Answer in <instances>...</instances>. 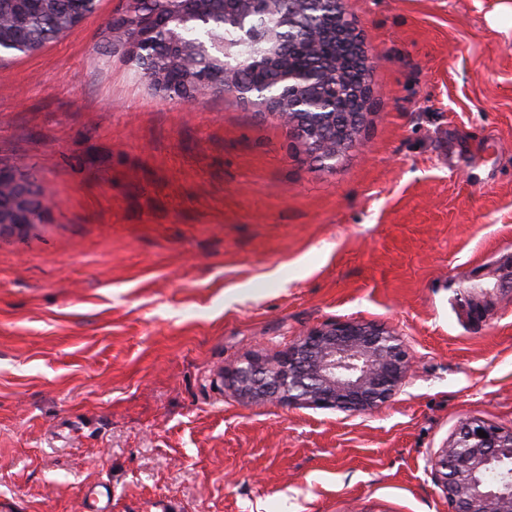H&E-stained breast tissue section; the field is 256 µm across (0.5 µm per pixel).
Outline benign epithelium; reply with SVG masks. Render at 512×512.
Listing matches in <instances>:
<instances>
[{
	"label": "benign epithelium",
	"mask_w": 512,
	"mask_h": 512,
	"mask_svg": "<svg viewBox=\"0 0 512 512\" xmlns=\"http://www.w3.org/2000/svg\"><path fill=\"white\" fill-rule=\"evenodd\" d=\"M224 24L241 26L251 40L256 30L241 25L254 0H221ZM280 81L295 90L315 84L304 69L288 70ZM29 223V213L0 196V230ZM512 292V262L487 283L473 277L462 294L472 322L483 321L486 303L498 291ZM412 367V355L393 331L355 320L327 323L300 337L272 358L254 356L224 372L238 398L259 404L272 398L302 406L366 413L391 400ZM482 430L487 437L477 435ZM512 458V428L466 419L454 440L436 455L433 470L451 504V512H512V481L495 487L484 471L496 459Z\"/></svg>",
	"instance_id": "7a95c632"
}]
</instances>
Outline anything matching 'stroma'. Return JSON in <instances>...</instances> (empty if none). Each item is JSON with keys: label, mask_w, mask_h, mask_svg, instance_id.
Instances as JSON below:
<instances>
[{"label": "stroma", "mask_w": 512, "mask_h": 512, "mask_svg": "<svg viewBox=\"0 0 512 512\" xmlns=\"http://www.w3.org/2000/svg\"><path fill=\"white\" fill-rule=\"evenodd\" d=\"M501 0H343L373 59L364 146L326 168L277 118L150 90L100 0L0 61V167L55 205L0 231V512H450L432 461L512 427V29ZM338 320L414 367L370 413L224 383ZM462 294L468 304V314L472 322H482L486 313V303L497 292L508 290L512 292V262L498 271V279L486 283L478 276L467 280L462 286Z\"/></svg>", "instance_id": "1"}]
</instances>
